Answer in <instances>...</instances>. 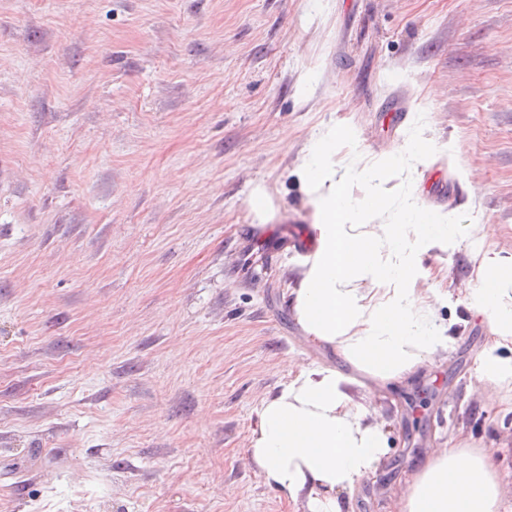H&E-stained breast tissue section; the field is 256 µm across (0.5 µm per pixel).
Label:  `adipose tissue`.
<instances>
[{"instance_id": "adipose-tissue-1", "label": "adipose tissue", "mask_w": 512, "mask_h": 512, "mask_svg": "<svg viewBox=\"0 0 512 512\" xmlns=\"http://www.w3.org/2000/svg\"><path fill=\"white\" fill-rule=\"evenodd\" d=\"M348 129L337 127L310 152L297 172L315 209L314 252L300 287L292 289L295 318L309 341L331 347L347 369L311 364L266 397L251 433L249 454L266 484L307 512H346L353 493L387 453L388 439L371 402L347 392L356 376L390 383L414 374L451 339L436 322L438 292L418 287L427 271L419 256L447 249L458 233L451 212L431 210L408 194L393 223H381L389 205L383 189L406 161L432 158L436 143L421 136L387 161L340 172L332 157ZM373 186L356 201L349 182ZM471 308L493 327L480 359V380L512 382V257L484 251ZM395 512H512L504 507L491 449L438 448L411 474Z\"/></svg>"}]
</instances>
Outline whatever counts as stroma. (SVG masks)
Listing matches in <instances>:
<instances>
[{"label":"stroma","mask_w":512,"mask_h":512,"mask_svg":"<svg viewBox=\"0 0 512 512\" xmlns=\"http://www.w3.org/2000/svg\"><path fill=\"white\" fill-rule=\"evenodd\" d=\"M337 126L356 170L413 136L459 233L424 254L453 342L370 390L392 512L434 448H491L512 388L470 390L487 249L512 256V0H0V512H304L249 438L289 366L340 365L291 308L315 215L297 170ZM262 197L263 208L252 205Z\"/></svg>","instance_id":"1"}]
</instances>
